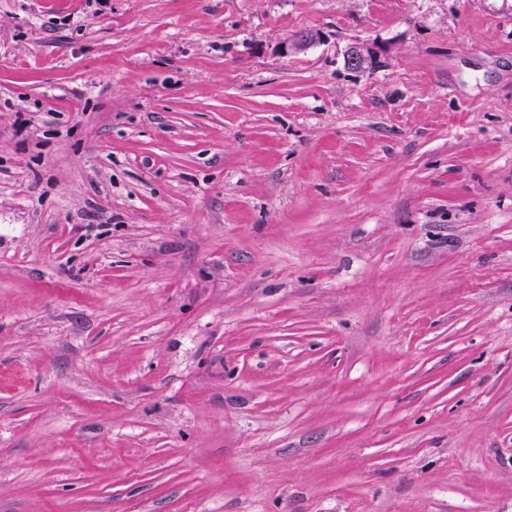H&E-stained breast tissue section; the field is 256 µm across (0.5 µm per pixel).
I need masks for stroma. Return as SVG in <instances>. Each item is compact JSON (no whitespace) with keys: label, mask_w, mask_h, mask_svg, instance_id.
Wrapping results in <instances>:
<instances>
[{"label":"stroma","mask_w":512,"mask_h":512,"mask_svg":"<svg viewBox=\"0 0 512 512\" xmlns=\"http://www.w3.org/2000/svg\"><path fill=\"white\" fill-rule=\"evenodd\" d=\"M0 512H512V0H0ZM346 61L352 69L359 71L372 70L378 64L376 53L360 44L350 47L346 54Z\"/></svg>","instance_id":"stroma-1"}]
</instances>
